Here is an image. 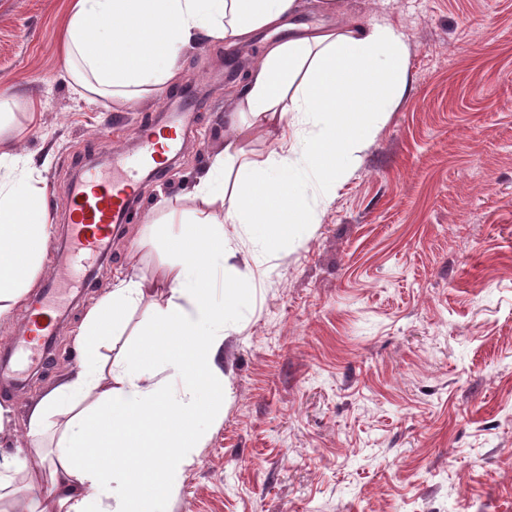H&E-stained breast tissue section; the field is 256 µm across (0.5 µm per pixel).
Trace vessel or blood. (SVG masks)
I'll list each match as a JSON object with an SVG mask.
<instances>
[{
  "label": "vessel or blood",
  "instance_id": "b4317fda",
  "mask_svg": "<svg viewBox=\"0 0 512 512\" xmlns=\"http://www.w3.org/2000/svg\"><path fill=\"white\" fill-rule=\"evenodd\" d=\"M191 108V100L181 101L169 115L166 126L158 130L145 127L139 131L137 152L108 149L104 166L82 167L70 183V252L65 256L54 254V280L29 309L26 329L9 338L10 350L18 363L13 373L15 383L23 382L25 364L39 356L37 337L54 334L65 289L82 279L80 266L109 250L113 228L126 222L133 201L140 195L143 174L161 172L169 155L182 147L187 113Z\"/></svg>",
  "mask_w": 512,
  "mask_h": 512
}]
</instances>
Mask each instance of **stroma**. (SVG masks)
<instances>
[{"label": "stroma", "mask_w": 512, "mask_h": 512, "mask_svg": "<svg viewBox=\"0 0 512 512\" xmlns=\"http://www.w3.org/2000/svg\"><path fill=\"white\" fill-rule=\"evenodd\" d=\"M389 18L410 45L411 89L301 240L238 264L252 282L224 341V417L167 512H512V0H338L334 22ZM67 0H0L7 130L41 161L60 248L67 189L104 136L140 127L195 92L169 170L143 182L144 214L112 236L73 291L52 357L16 411L77 359L73 336L117 280L150 276L163 244L132 251L157 204L183 194L224 147V108L263 35L183 49L178 82L90 105L62 79Z\"/></svg>", "instance_id": "1"}]
</instances>
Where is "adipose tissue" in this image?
Listing matches in <instances>:
<instances>
[{
    "mask_svg": "<svg viewBox=\"0 0 512 512\" xmlns=\"http://www.w3.org/2000/svg\"><path fill=\"white\" fill-rule=\"evenodd\" d=\"M302 0H72L63 78L85 101H130L177 79L178 53L200 41L235 44L274 32L224 114V148L139 246L166 241L154 279L120 280L87 311L75 365L23 415L0 401V500L50 483V512H164L218 420L228 304L213 293L254 231L262 252L301 238L323 200L357 169L363 144L408 91L410 50L385 18L299 25ZM47 187L33 159L0 134V316L34 287L52 236ZM147 307L137 344H121Z\"/></svg>",
    "mask_w": 512,
    "mask_h": 512,
    "instance_id": "obj_1",
    "label": "adipose tissue"
}]
</instances>
